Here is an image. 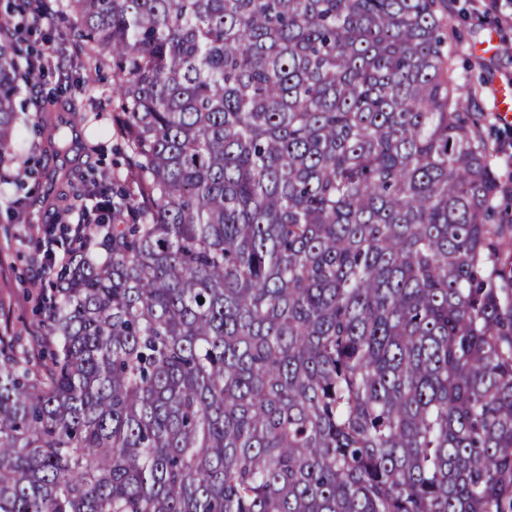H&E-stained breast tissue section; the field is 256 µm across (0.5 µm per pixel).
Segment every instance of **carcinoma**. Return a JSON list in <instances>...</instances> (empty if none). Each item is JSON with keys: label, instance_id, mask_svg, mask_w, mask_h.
Instances as JSON below:
<instances>
[{"label": "carcinoma", "instance_id": "obj_1", "mask_svg": "<svg viewBox=\"0 0 512 512\" xmlns=\"http://www.w3.org/2000/svg\"><path fill=\"white\" fill-rule=\"evenodd\" d=\"M129 190L0 336V512H512V224L448 0H65ZM0 27V171L74 106Z\"/></svg>", "mask_w": 512, "mask_h": 512}]
</instances>
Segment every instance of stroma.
I'll return each mask as SVG.
<instances>
[{
  "instance_id": "stroma-1",
  "label": "stroma",
  "mask_w": 512,
  "mask_h": 512,
  "mask_svg": "<svg viewBox=\"0 0 512 512\" xmlns=\"http://www.w3.org/2000/svg\"><path fill=\"white\" fill-rule=\"evenodd\" d=\"M47 11L37 29L28 31V38L36 42L43 57L61 58L62 67H48L41 79L45 89L65 87L64 102H76L85 118L83 138L90 150V164L100 183L111 184L112 174L124 170L120 153L121 141L112 117L117 102L110 93L111 70L99 74L96 90L83 84L89 68L86 57L68 38L70 18L58 10L57 0H46ZM449 29L453 34L451 58L456 69H469L475 103L486 117L485 137L494 153L495 164L508 193L498 194L496 219L512 224V164L505 163L503 153L512 150V124L503 123L497 114L494 91L497 85L512 83V21L503 22L488 15L478 0H451ZM21 155L33 175L24 179L23 187L14 182H0V301L10 311L15 331L23 336L45 334L27 299L32 282L39 280V262L33 258L35 244L31 239L34 224L50 222L51 213L42 210L27 214L19 204L22 196L43 195L49 184L37 170L42 166L36 138L23 132Z\"/></svg>"
}]
</instances>
